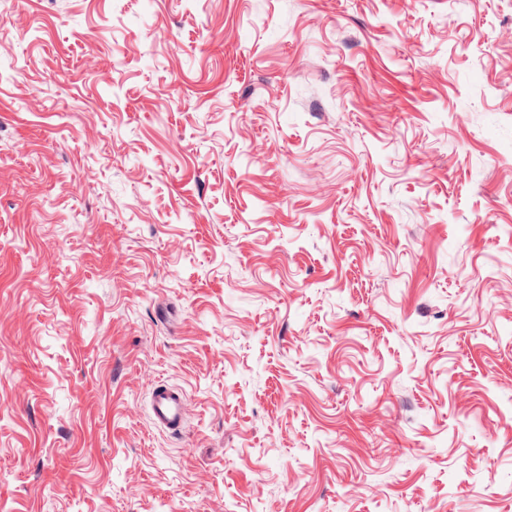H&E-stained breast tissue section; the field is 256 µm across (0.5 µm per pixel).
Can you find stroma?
<instances>
[{
	"label": "stroma",
	"mask_w": 512,
	"mask_h": 512,
	"mask_svg": "<svg viewBox=\"0 0 512 512\" xmlns=\"http://www.w3.org/2000/svg\"><path fill=\"white\" fill-rule=\"evenodd\" d=\"M510 281L512 0H0V512H512ZM148 407L156 428L172 434L183 432L188 396L182 388L157 380L152 386Z\"/></svg>",
	"instance_id": "stroma-1"
}]
</instances>
